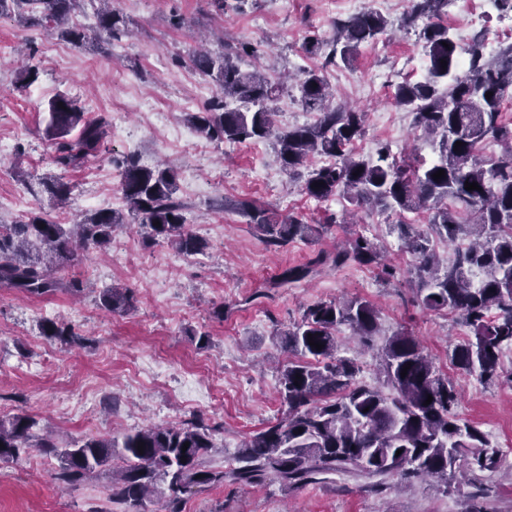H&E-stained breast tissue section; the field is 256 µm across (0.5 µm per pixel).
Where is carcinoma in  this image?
Instances as JSON below:
<instances>
[{
  "label": "carcinoma",
  "mask_w": 512,
  "mask_h": 512,
  "mask_svg": "<svg viewBox=\"0 0 512 512\" xmlns=\"http://www.w3.org/2000/svg\"><path fill=\"white\" fill-rule=\"evenodd\" d=\"M82 2L0 0V15L12 4L25 5V23L43 25L81 47L90 38L70 24V18ZM98 2L102 4L95 12L99 29L120 39L125 33L123 18L104 7L108 0ZM447 5L448 0H411L404 23L425 21L420 39L426 76L398 84L393 93L394 103L413 113L415 128L437 153V160L426 168L397 159L386 147L375 158L355 154L352 146L364 132L365 113L328 103L323 68L349 63L361 44L385 31L387 20L375 11L336 20V34L330 40L306 39L305 52L323 59L322 68L305 70L298 77L302 107L317 114L316 122L277 129L270 103L277 97L280 81L257 70L243 71L233 55L224 52L194 59L195 67L219 91L204 111L188 114L187 121L213 140L275 139L289 174L313 155L334 158V163L309 171L302 193L310 199L339 197L356 208L399 214L426 209L433 233L452 242L461 236L468 239L445 264L429 235L410 224L396 225L405 248L416 259L413 273L422 305L459 313L471 332L453 350V366L493 382L500 376L503 350L512 347V128L504 124L501 110L504 95L512 88V43L489 58L480 35L460 46L448 27L436 22ZM488 92L492 96H486ZM48 111L56 167L65 171L109 152V124L104 117L84 120L77 102L63 95L50 101ZM76 128L77 136L70 137ZM486 139L503 145L489 159L478 154ZM458 141L462 145H456ZM440 169L445 175L436 180L433 174ZM467 182L478 183L479 189L466 190ZM41 185L58 201L68 200L72 193L60 177L45 179ZM120 185L125 214L102 210L69 227L42 213L1 224L0 287L37 296L63 289L81 291V279L66 283L57 273L77 266L84 251L109 249L113 232L129 218L147 227L149 239H162L183 255L209 248L206 239L186 230L185 206L176 198L173 170L142 166L130 158L122 162ZM241 209L270 245L313 240L323 231L297 216L281 218L250 204ZM156 221L160 225H154ZM381 258L379 245L358 235L334 254L321 251L306 264L283 270L274 286L304 280L328 261L336 267L368 266ZM99 303L109 312H126L132 308V296L126 290L106 288ZM342 326L371 344L380 333L378 311L358 297L318 301L304 309L298 323L279 334L280 348L288 353L279 378L286 412L245 436L222 469L204 465V457L214 448V428L200 417L148 426L124 435L120 442L91 437L62 445L49 434H36L34 417L17 414L0 419V461L17 462L37 451L57 460L55 479L63 485L108 471L112 473L108 501L122 507L121 512H146L148 502L161 504L162 512H183L193 488L220 486L226 479L251 486L277 481L288 487L316 483L321 475L343 471L375 479L379 486L388 479L399 485L426 478L446 484L448 473L457 469L475 474L499 467L500 450L490 447L477 427L453 412L458 401L455 385L436 369L414 337L396 333L378 350L379 370L391 389L386 394L360 379L356 362L336 357ZM41 332L69 347L84 342L73 325L53 319L43 321ZM310 336L322 349L309 344ZM429 395L433 400L427 405Z\"/></svg>",
  "instance_id": "1"
}]
</instances>
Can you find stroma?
Here are the masks:
<instances>
[{"label": "stroma", "mask_w": 512, "mask_h": 512, "mask_svg": "<svg viewBox=\"0 0 512 512\" xmlns=\"http://www.w3.org/2000/svg\"><path fill=\"white\" fill-rule=\"evenodd\" d=\"M376 11L386 30L362 44L348 65L323 66L302 48L306 36L331 39L336 20ZM410 0H112L126 22L121 39L99 33L94 47L77 48L46 30L24 26L18 12L0 15V141L11 151L0 156V224L42 212L63 224L103 209L122 210L117 162L134 156L141 165H163L177 175L178 199L186 206L187 229L205 238V253L184 256L164 242H150L138 225L113 234L114 249L129 245L128 259L85 252L64 279L79 277L83 291L30 297L0 288V418L34 417L59 442L86 437L122 438L153 424L177 423L195 415L214 426L210 466H223L240 440L280 418L278 394L280 332L297 322L314 302L360 297L380 315L374 348L341 329L339 356L355 360L367 384L379 387L374 349L385 337L414 336L440 373L460 390L456 414L478 427L502 452L499 468L477 479L453 478L447 492L416 480L405 488L373 486L369 479L339 472L304 486L271 482L227 483L188 496L184 512H512V348L501 357L503 379L482 383L450 361L469 334L458 314L425 309L410 270L413 257L391 224L405 222L429 231L425 210L358 212L348 218L343 200L314 201L300 191V177L283 170L273 140L216 142L201 138L190 148L181 132L185 115L201 111L217 86L192 64L201 43L236 54L242 69L259 67L270 76H289L276 102L275 125L306 124L292 75L324 67L337 105L366 114L365 132L354 144L362 155L390 147L394 156L416 155L430 165L436 155L419 138L410 112L392 94L404 80L425 75L419 26L403 18ZM440 21L460 45L477 34L512 27V8L484 0L480 24L470 22L468 0H448ZM36 80L18 89L25 64ZM65 95L85 118L109 122L108 154L89 158L64 172L72 186L67 204L29 188L55 171L53 140L47 132L48 102ZM302 215L329 231L312 242L267 245L242 216V203ZM378 239L395 276L380 267L323 266L311 278L274 287L286 268L304 264L317 252H332L355 235ZM120 288L133 296L132 308L110 313L99 293ZM223 318H215L216 309ZM50 318L73 324L85 337L81 347H65L41 336ZM56 460L39 453L19 462H0V512H107L108 474L72 485L53 477Z\"/></svg>", "instance_id": "stroma-1"}]
</instances>
